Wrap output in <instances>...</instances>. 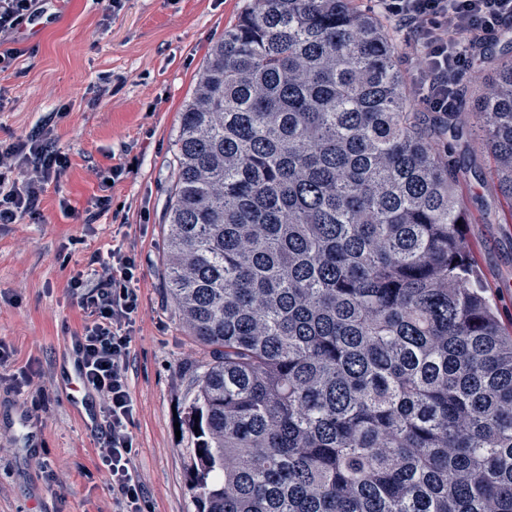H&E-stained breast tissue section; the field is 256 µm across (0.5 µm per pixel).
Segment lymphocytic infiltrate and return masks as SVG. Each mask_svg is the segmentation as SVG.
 <instances>
[{
	"label": "lymphocytic infiltrate",
	"instance_id": "f902f5d3",
	"mask_svg": "<svg viewBox=\"0 0 512 512\" xmlns=\"http://www.w3.org/2000/svg\"><path fill=\"white\" fill-rule=\"evenodd\" d=\"M385 14L414 36L413 79L422 102L434 112L457 109L456 90L470 67L468 48L498 31L512 29V0H380ZM42 125L26 137L0 144V224L38 220L41 196L68 167L67 155ZM97 283L82 276L70 286L85 313L71 336L84 386L101 397L98 418L107 435L97 450L112 480V512H147L146 488L132 463L131 430L137 407L128 362L140 308V265L123 247L100 265Z\"/></svg>",
	"mask_w": 512,
	"mask_h": 512
}]
</instances>
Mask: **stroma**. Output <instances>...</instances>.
Wrapping results in <instances>:
<instances>
[{
  "instance_id": "obj_1",
  "label": "stroma",
  "mask_w": 512,
  "mask_h": 512,
  "mask_svg": "<svg viewBox=\"0 0 512 512\" xmlns=\"http://www.w3.org/2000/svg\"><path fill=\"white\" fill-rule=\"evenodd\" d=\"M105 17L97 0H45L47 22L0 41L21 49L0 71V143L52 117V137L69 167L50 184L42 216L0 224V512H112V486L94 453L102 430L70 401L64 366L71 334L84 315L70 280L90 273L94 256L118 244L140 263V310L131 343L130 390L138 407L133 460L152 512H197L185 470L189 432L175 412L207 360L180 323L163 277V216L174 180L179 114L209 46L233 26L250 0H120ZM457 178L474 217L466 234L481 279L503 323L512 322V216L495 183L479 179L485 157L467 138L450 140ZM121 167L112 178L113 167ZM110 206L96 211L100 197ZM69 211H62L60 201ZM96 211L85 223L88 211ZM30 375L31 387L13 388ZM35 456H20L25 432Z\"/></svg>"
}]
</instances>
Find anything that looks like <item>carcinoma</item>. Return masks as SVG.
I'll use <instances>...</instances> for the list:
<instances>
[{"label": "carcinoma", "instance_id": "obj_1", "mask_svg": "<svg viewBox=\"0 0 512 512\" xmlns=\"http://www.w3.org/2000/svg\"><path fill=\"white\" fill-rule=\"evenodd\" d=\"M459 126L414 111L352 0H251L174 142L164 280L208 349L182 424L198 512H512V329L448 145L512 209V56Z\"/></svg>", "mask_w": 512, "mask_h": 512}]
</instances>
